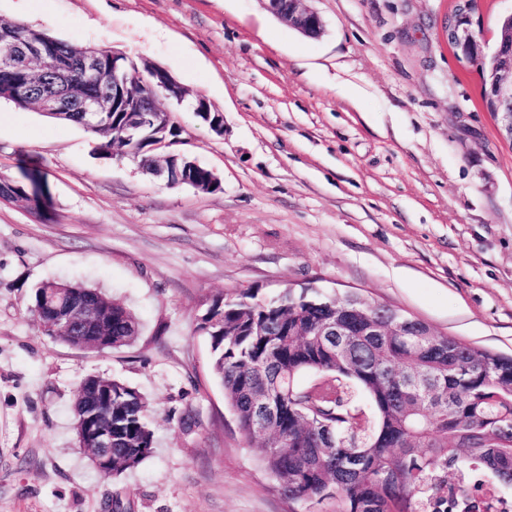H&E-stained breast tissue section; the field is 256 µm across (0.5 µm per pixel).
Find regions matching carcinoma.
<instances>
[{"mask_svg":"<svg viewBox=\"0 0 512 512\" xmlns=\"http://www.w3.org/2000/svg\"><path fill=\"white\" fill-rule=\"evenodd\" d=\"M11 43L23 44L45 32L24 23L1 22ZM52 50L32 65L40 85L51 82L61 66L81 76L83 50L49 37ZM7 49L0 43V92L35 91L4 68ZM130 112H109L89 119L82 112H61L56 119L83 126L97 137L105 156L127 157L145 169L156 166L154 131L128 140ZM33 182H0V196L40 208L43 189ZM88 301L105 316L103 335L112 348L132 343L139 324L130 310L80 283L47 281L34 291L31 312L48 334L78 346L87 329L54 323L47 309L54 299ZM347 305L369 316L384 306L314 288H286L271 298L250 290L213 300L198 324L210 337L212 372L224 389L244 439L257 445L261 466L290 501L310 509L326 500L334 512H470L467 486L448 481L481 470L499 485L512 487V357L479 349L454 337L423 335L414 320L403 335L338 336L324 348V325ZM309 372L315 382L300 390L296 377ZM119 413L112 418V476L137 467L153 453L148 401L136 389L110 382ZM277 388L278 410L264 432L255 425L256 399ZM88 385L78 384L73 414L89 407Z\"/></svg>","mask_w":512,"mask_h":512,"instance_id":"carcinoma-1","label":"carcinoma"}]
</instances>
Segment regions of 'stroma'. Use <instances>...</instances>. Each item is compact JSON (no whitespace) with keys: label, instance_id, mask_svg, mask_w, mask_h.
<instances>
[{"label":"stroma","instance_id":"obj_1","mask_svg":"<svg viewBox=\"0 0 512 512\" xmlns=\"http://www.w3.org/2000/svg\"><path fill=\"white\" fill-rule=\"evenodd\" d=\"M456 0H309L306 37L262 0H0V19L148 59L189 89L160 99L180 153L220 189L167 186L105 158L84 127L0 100V179L32 173L42 209L0 202V512H301L239 432L197 325L216 297L360 293L439 334L512 356V138L448 45ZM224 116L199 122L191 98ZM135 315L117 350L32 316L45 281ZM150 406L154 451L102 480L76 443L80 380Z\"/></svg>","mask_w":512,"mask_h":512}]
</instances>
